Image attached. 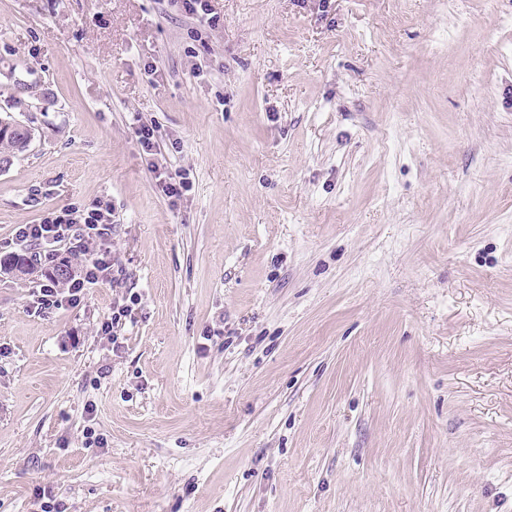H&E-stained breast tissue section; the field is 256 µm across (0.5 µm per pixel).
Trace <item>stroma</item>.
Wrapping results in <instances>:
<instances>
[{
	"mask_svg": "<svg viewBox=\"0 0 512 512\" xmlns=\"http://www.w3.org/2000/svg\"><path fill=\"white\" fill-rule=\"evenodd\" d=\"M211 5L0 0V260L106 200L123 278L0 269V512H512V0ZM14 123L15 125L13 129L4 130L3 133L0 131V161L10 156L15 157L16 153L22 152V143L26 145L27 148L33 139L34 133L30 126L19 125L9 115H6V117L1 116V125L5 124L7 126H12ZM23 129L28 130V137L24 142L23 140L27 134ZM190 170L180 168L174 173L166 175L164 180H159V187L164 195L169 199L172 205H176L177 201L192 189V181H190Z\"/></svg>",
	"mask_w": 512,
	"mask_h": 512,
	"instance_id": "1",
	"label": "stroma"
}]
</instances>
